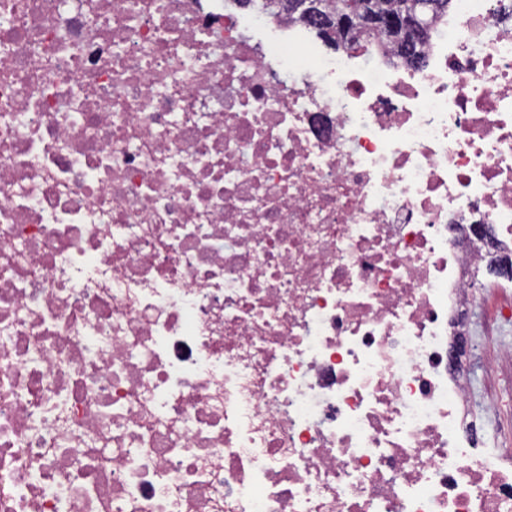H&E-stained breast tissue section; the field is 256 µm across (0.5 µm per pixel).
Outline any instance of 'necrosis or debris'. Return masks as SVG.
<instances>
[{
  "label": "necrosis or debris",
  "mask_w": 512,
  "mask_h": 512,
  "mask_svg": "<svg viewBox=\"0 0 512 512\" xmlns=\"http://www.w3.org/2000/svg\"><path fill=\"white\" fill-rule=\"evenodd\" d=\"M412 68L224 0H0V512H512L460 367L512 246V0Z\"/></svg>",
  "instance_id": "obj_1"
}]
</instances>
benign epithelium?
I'll list each match as a JSON object with an SVG mask.
<instances>
[{"label": "benign epithelium", "mask_w": 512, "mask_h": 512, "mask_svg": "<svg viewBox=\"0 0 512 512\" xmlns=\"http://www.w3.org/2000/svg\"><path fill=\"white\" fill-rule=\"evenodd\" d=\"M298 18L319 31L336 48L346 47L344 33L363 27L379 31H394L398 28L417 36L419 29L409 30L406 14L402 11L380 10L371 0H350L348 7L337 14L324 13L316 0H288L284 3Z\"/></svg>", "instance_id": "obj_1"}]
</instances>
